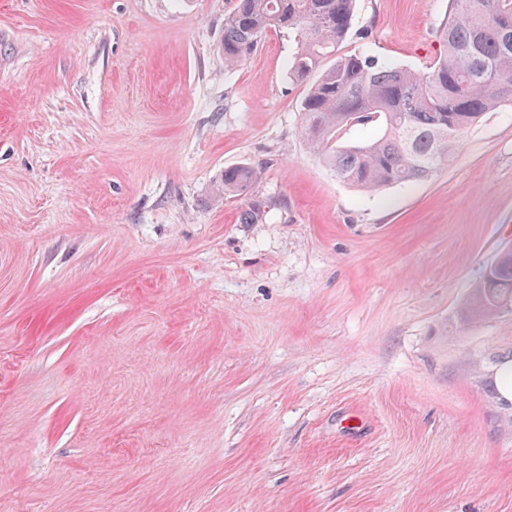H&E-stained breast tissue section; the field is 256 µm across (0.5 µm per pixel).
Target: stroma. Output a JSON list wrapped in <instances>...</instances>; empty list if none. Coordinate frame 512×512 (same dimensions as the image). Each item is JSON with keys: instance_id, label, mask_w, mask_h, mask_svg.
Here are the masks:
<instances>
[{"instance_id": "35a3bbf8", "label": "stroma", "mask_w": 512, "mask_h": 512, "mask_svg": "<svg viewBox=\"0 0 512 512\" xmlns=\"http://www.w3.org/2000/svg\"><path fill=\"white\" fill-rule=\"evenodd\" d=\"M234 0H0V512H512V106L368 193L300 129L295 43ZM448 0H356L426 70ZM257 167L212 201L225 168ZM512 308V256L504 254L475 287L471 302L474 316H488Z\"/></svg>"}]
</instances>
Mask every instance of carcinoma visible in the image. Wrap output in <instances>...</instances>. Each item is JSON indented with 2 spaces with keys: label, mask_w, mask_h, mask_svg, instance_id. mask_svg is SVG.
I'll list each match as a JSON object with an SVG mask.
<instances>
[{
  "label": "carcinoma",
  "mask_w": 512,
  "mask_h": 512,
  "mask_svg": "<svg viewBox=\"0 0 512 512\" xmlns=\"http://www.w3.org/2000/svg\"><path fill=\"white\" fill-rule=\"evenodd\" d=\"M355 0H236L224 16V65L245 61L270 31L297 44L289 75L308 86L301 102L309 148L340 181L363 191L427 180L455 161L464 132L488 112L512 105V0H451L438 31L444 54L424 72L364 51L322 61L351 30ZM381 134L341 143L353 130ZM257 180L249 164L227 168L216 194L246 196ZM264 204L251 199L239 223L257 224ZM512 308V255L506 253L475 287L471 311Z\"/></svg>",
  "instance_id": "1"
}]
</instances>
